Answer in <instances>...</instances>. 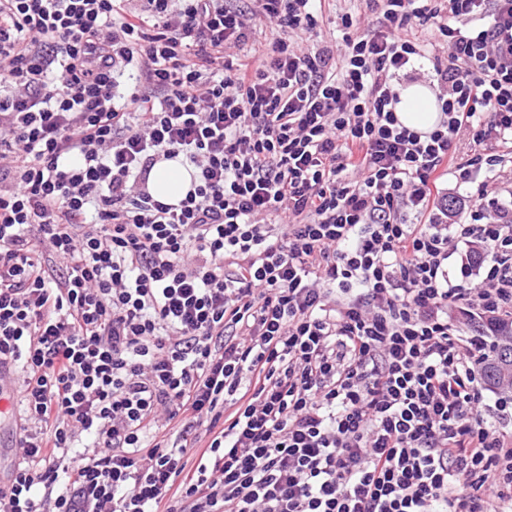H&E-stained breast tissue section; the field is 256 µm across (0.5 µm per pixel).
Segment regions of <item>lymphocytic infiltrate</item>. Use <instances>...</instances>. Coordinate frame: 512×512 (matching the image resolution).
I'll return each instance as SVG.
<instances>
[{
  "mask_svg": "<svg viewBox=\"0 0 512 512\" xmlns=\"http://www.w3.org/2000/svg\"><path fill=\"white\" fill-rule=\"evenodd\" d=\"M365 2L304 44L323 0H0V512H512L453 316L512 318V212L442 186L501 161L462 135L512 144V0ZM427 56L422 135L393 105ZM190 167L181 158L159 162L152 170L148 188L157 199L176 204L192 188Z\"/></svg>",
  "mask_w": 512,
  "mask_h": 512,
  "instance_id": "f902f5d3",
  "label": "lymphocytic infiltrate"
}]
</instances>
